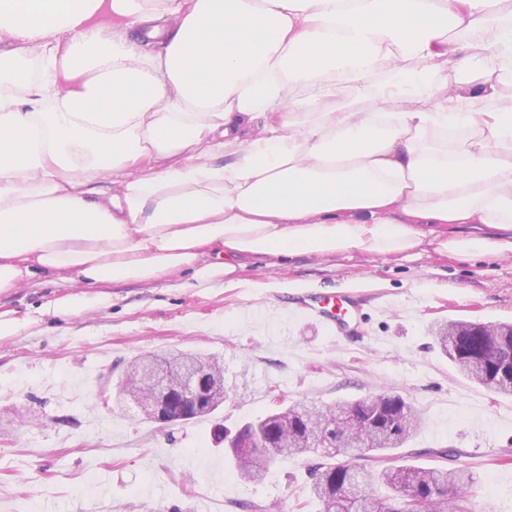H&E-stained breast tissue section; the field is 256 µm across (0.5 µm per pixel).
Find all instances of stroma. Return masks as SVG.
<instances>
[{"mask_svg": "<svg viewBox=\"0 0 512 512\" xmlns=\"http://www.w3.org/2000/svg\"><path fill=\"white\" fill-rule=\"evenodd\" d=\"M232 274L199 280L187 269L103 285L106 303L80 314L54 300L83 291L43 273L0 293V512H319L310 495L319 454L278 459L242 479L216 425L235 433L289 403L328 406L394 391L421 416L403 452L474 474L473 512H512V396L462 376L435 337L465 319L512 323V251L414 250L250 255ZM336 290L356 311L344 333L289 309L292 297ZM201 353L224 364L230 399L215 414L162 425L106 408L137 357Z\"/></svg>", "mask_w": 512, "mask_h": 512, "instance_id": "stroma-1", "label": "stroma"}]
</instances>
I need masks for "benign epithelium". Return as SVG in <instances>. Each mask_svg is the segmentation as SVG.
<instances>
[{
  "label": "benign epithelium",
  "instance_id": "benign-epithelium-1",
  "mask_svg": "<svg viewBox=\"0 0 512 512\" xmlns=\"http://www.w3.org/2000/svg\"><path fill=\"white\" fill-rule=\"evenodd\" d=\"M230 398L224 380L211 377L204 362L161 365L153 358L129 370L117 386V401L134 402L143 414L160 423L185 422L204 402L221 406Z\"/></svg>",
  "mask_w": 512,
  "mask_h": 512
}]
</instances>
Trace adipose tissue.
<instances>
[{
	"instance_id": "obj_1",
	"label": "adipose tissue",
	"mask_w": 512,
	"mask_h": 512,
	"mask_svg": "<svg viewBox=\"0 0 512 512\" xmlns=\"http://www.w3.org/2000/svg\"><path fill=\"white\" fill-rule=\"evenodd\" d=\"M505 84L512 0H0V292L512 230ZM433 228L438 233H443L449 236L452 235H468L470 233H478L492 238L512 239L511 232H504L494 228L487 227L486 225L479 224H429L425 229Z\"/></svg>"
}]
</instances>
